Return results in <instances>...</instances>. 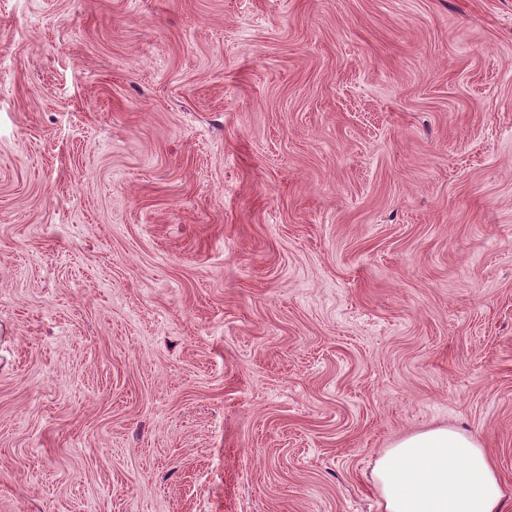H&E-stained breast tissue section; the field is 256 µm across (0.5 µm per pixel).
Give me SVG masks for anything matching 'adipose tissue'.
<instances>
[{
	"label": "adipose tissue",
	"mask_w": 512,
	"mask_h": 512,
	"mask_svg": "<svg viewBox=\"0 0 512 512\" xmlns=\"http://www.w3.org/2000/svg\"><path fill=\"white\" fill-rule=\"evenodd\" d=\"M373 476L384 512H505L492 457L477 435L451 425L396 440Z\"/></svg>",
	"instance_id": "obj_1"
}]
</instances>
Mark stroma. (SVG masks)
Wrapping results in <instances>:
<instances>
[{
	"mask_svg": "<svg viewBox=\"0 0 512 512\" xmlns=\"http://www.w3.org/2000/svg\"><path fill=\"white\" fill-rule=\"evenodd\" d=\"M444 424L512 512V0H0V512H383Z\"/></svg>",
	"mask_w": 512,
	"mask_h": 512,
	"instance_id": "obj_1",
	"label": "stroma"
}]
</instances>
